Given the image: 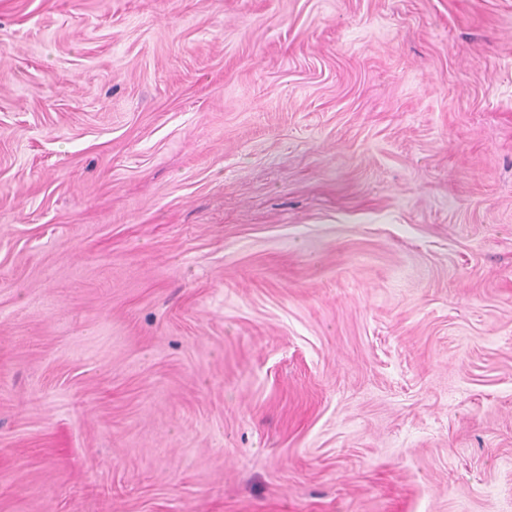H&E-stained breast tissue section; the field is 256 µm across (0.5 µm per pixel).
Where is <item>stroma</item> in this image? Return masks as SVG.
Instances as JSON below:
<instances>
[{
  "label": "stroma",
  "mask_w": 512,
  "mask_h": 512,
  "mask_svg": "<svg viewBox=\"0 0 512 512\" xmlns=\"http://www.w3.org/2000/svg\"><path fill=\"white\" fill-rule=\"evenodd\" d=\"M0 512H512V0H0Z\"/></svg>",
  "instance_id": "35a3bbf8"
}]
</instances>
